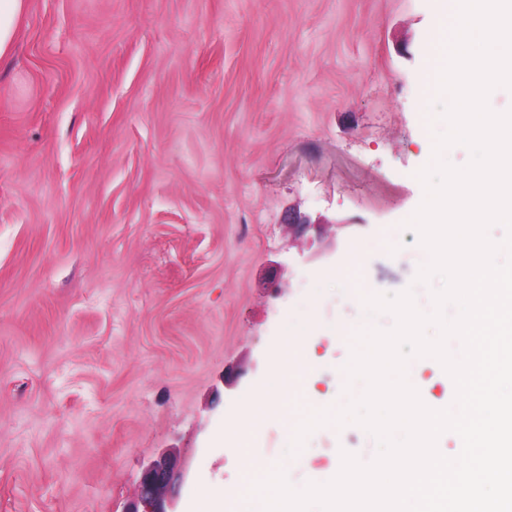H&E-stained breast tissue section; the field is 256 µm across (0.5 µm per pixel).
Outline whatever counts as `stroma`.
Segmentation results:
<instances>
[{
  "label": "stroma",
  "mask_w": 512,
  "mask_h": 512,
  "mask_svg": "<svg viewBox=\"0 0 512 512\" xmlns=\"http://www.w3.org/2000/svg\"><path fill=\"white\" fill-rule=\"evenodd\" d=\"M435 9L27 0L0 57V512H129L163 454L176 512L234 493L214 435L287 335L309 333L315 387H336L323 331L366 321L332 277L354 247L374 292L427 305L404 222ZM259 451L302 485L377 441L351 424L293 455L272 423Z\"/></svg>",
  "instance_id": "35a3bbf8"
}]
</instances>
